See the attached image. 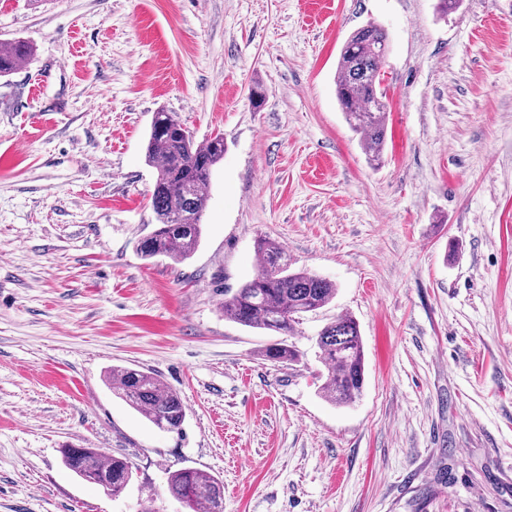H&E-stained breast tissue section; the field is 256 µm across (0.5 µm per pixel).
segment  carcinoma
<instances>
[{
    "label": "carcinoma",
    "mask_w": 512,
    "mask_h": 512,
    "mask_svg": "<svg viewBox=\"0 0 512 512\" xmlns=\"http://www.w3.org/2000/svg\"><path fill=\"white\" fill-rule=\"evenodd\" d=\"M389 50L385 30L374 23L356 29L344 42L336 70V97L350 127L363 139L370 164L382 162L386 144V95L374 82ZM32 54L19 39L0 43V76L22 68ZM224 136L201 143L171 112L155 113L146 145V159L156 169L150 196L156 224L137 241L136 250L149 260L165 257L175 263L189 259L202 237L201 219L209 199L214 167L224 158ZM261 259L255 276L224 299V316L244 327L292 336L301 316L329 304L336 284L288 263L282 246L270 239L257 241ZM319 358L327 368L324 398L334 404L357 399L364 385L363 343L357 322L339 315L317 335ZM264 356L274 362H294L297 350L279 343L268 345ZM112 394L162 431L182 429L186 413L180 394L151 371L114 366L105 375ZM64 464L115 498L130 483L131 462L124 456H104L94 448H66ZM170 496L186 512H219L223 490L215 476L199 469L169 472Z\"/></svg>",
    "instance_id": "obj_1"
}]
</instances>
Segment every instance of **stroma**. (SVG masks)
I'll return each mask as SVG.
<instances>
[{"instance_id": "stroma-1", "label": "stroma", "mask_w": 512, "mask_h": 512, "mask_svg": "<svg viewBox=\"0 0 512 512\" xmlns=\"http://www.w3.org/2000/svg\"><path fill=\"white\" fill-rule=\"evenodd\" d=\"M383 26V162L336 99L340 48ZM0 512H180L169 471L224 512H512V0H0ZM262 85L254 105L250 90ZM224 136L194 254L143 259L158 110ZM333 281L284 337L227 319L255 243ZM358 323L361 396H321L315 339ZM179 392L164 432L105 384ZM122 455L117 499L63 449ZM32 54L31 46L19 39L0 43V76H6L22 68ZM167 484L170 496L186 512H223L217 510L223 490L215 476L199 469L180 468L169 472Z\"/></svg>"}]
</instances>
